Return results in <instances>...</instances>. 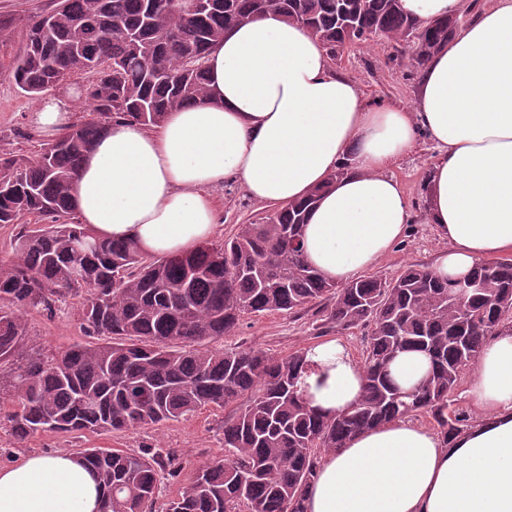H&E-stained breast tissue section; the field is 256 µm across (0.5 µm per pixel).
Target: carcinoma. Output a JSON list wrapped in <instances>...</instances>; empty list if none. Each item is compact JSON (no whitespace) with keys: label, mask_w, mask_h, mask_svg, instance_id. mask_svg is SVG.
Wrapping results in <instances>:
<instances>
[{"label":"carcinoma","mask_w":512,"mask_h":512,"mask_svg":"<svg viewBox=\"0 0 512 512\" xmlns=\"http://www.w3.org/2000/svg\"><path fill=\"white\" fill-rule=\"evenodd\" d=\"M50 14L42 28L40 15L27 18L9 76L37 96L87 74L81 92L92 112L33 159L0 155V226H20L13 257L0 260V423L15 440L122 432L244 398L224 422V459L198 469L159 510L160 474H179L175 453L78 452L102 490L101 512H304L318 456L355 434L411 414L432 417L447 439L471 426L454 408L456 391L490 338L512 329L511 260L484 262L462 281L411 266L394 279L368 276L338 288L304 256L305 217L320 188L263 212L222 244L152 257L92 235L70 210L85 153L104 125L153 128L206 99V54L241 22L267 14L296 22L333 62L347 47L386 38L410 47L420 68L448 43L457 19L423 27L400 0H209L195 17L174 0H56ZM30 215L42 223H24ZM70 297L97 341L48 352L30 338L23 313ZM320 303L324 329H367L364 394L344 415L308 406L305 352L209 347L246 312L296 313ZM411 350L426 353L431 369L404 391L389 366Z\"/></svg>","instance_id":"1"}]
</instances>
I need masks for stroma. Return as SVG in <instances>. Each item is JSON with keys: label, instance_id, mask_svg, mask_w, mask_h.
Instances as JSON below:
<instances>
[{"label": "stroma", "instance_id": "obj_1", "mask_svg": "<svg viewBox=\"0 0 512 512\" xmlns=\"http://www.w3.org/2000/svg\"><path fill=\"white\" fill-rule=\"evenodd\" d=\"M51 5L52 0H0V16L7 15L13 19L9 27L0 28V154L10 152L33 158L41 148L43 139L29 118L36 102L9 79L8 72L25 43L27 16L49 10ZM335 68L358 82L369 103L403 107L413 103L418 74L410 61L407 46L381 40L370 48H355L346 52ZM434 154L433 144L423 139L413 153L390 167V174L404 186L416 203L414 220L409 224L404 238L373 268V275L390 279L411 265L431 266L441 249L442 243L433 226L425 223L424 208L419 204L421 186L427 178ZM216 195L222 223L214 237L218 243L233 238L240 225L252 222L265 210L263 204L251 200L243 187L235 182L225 183ZM79 308V301L73 299L52 314L28 313L26 319L30 335L53 350L84 341ZM320 323L321 315L314 306L297 314L247 312L242 314L237 328L223 339L214 341L213 346L227 350L253 348L275 356H286L338 337L349 345L355 357H362L361 330L353 329L339 334L331 330L323 332L319 329ZM234 411L231 405L206 407L158 427L88 433L76 439L40 432L21 444L15 443L5 430L0 429V467L11 465L31 453H74L82 448L136 451L156 447L175 452L180 463L179 478H166L161 483L158 501L164 504L177 495L183 482L190 479L199 466L223 459L224 421Z\"/></svg>", "mask_w": 512, "mask_h": 512}]
</instances>
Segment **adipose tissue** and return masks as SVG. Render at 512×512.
Returning a JSON list of instances; mask_svg holds the SVG:
<instances>
[{
    "label": "adipose tissue",
    "instance_id": "1",
    "mask_svg": "<svg viewBox=\"0 0 512 512\" xmlns=\"http://www.w3.org/2000/svg\"><path fill=\"white\" fill-rule=\"evenodd\" d=\"M204 65L206 101L157 127L108 125L86 154L73 212L103 239L146 255L188 252L219 228L214 189L237 182L256 202L322 194L304 255L327 279H357L405 234L413 205L388 166L427 136L425 220L447 245L433 271L462 280L512 255V0H486L421 69L411 107L364 99L323 44L277 16L240 24ZM73 94L48 91L30 114L47 138L74 120ZM345 175H338L339 167ZM303 388L328 416L361 397L365 373L332 339L308 348ZM481 417L445 441L402 417L322 455L305 512H512V330L468 378ZM96 480L73 454H31L0 469V512H99Z\"/></svg>",
    "mask_w": 512,
    "mask_h": 512
}]
</instances>
